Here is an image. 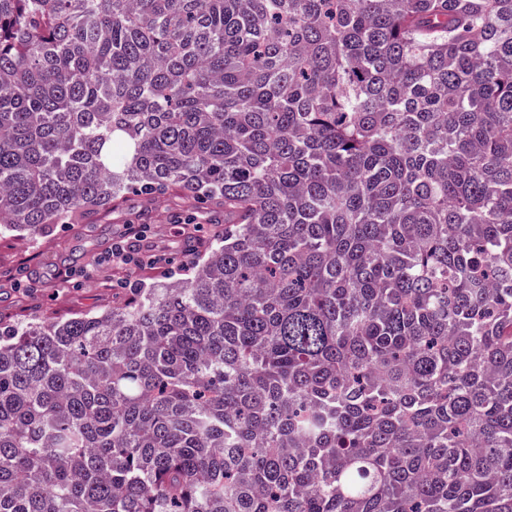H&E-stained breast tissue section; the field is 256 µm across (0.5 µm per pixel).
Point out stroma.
I'll return each mask as SVG.
<instances>
[{
  "label": "stroma",
  "mask_w": 512,
  "mask_h": 512,
  "mask_svg": "<svg viewBox=\"0 0 512 512\" xmlns=\"http://www.w3.org/2000/svg\"><path fill=\"white\" fill-rule=\"evenodd\" d=\"M188 221L201 227L195 249L204 254L217 239L213 216L192 212L179 198L168 195L152 199L129 195L119 207L96 212L82 224L51 226L33 241L1 235L0 319L20 322L35 315L65 319L106 310L112 304L117 272L103 258L129 224L148 227L141 250L172 258L168 265L132 271V281L153 285L188 277L184 227Z\"/></svg>",
  "instance_id": "35a3bbf8"
}]
</instances>
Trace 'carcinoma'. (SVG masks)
I'll list each match as a JSON object with an SVG mask.
<instances>
[{
	"label": "carcinoma",
	"mask_w": 512,
	"mask_h": 512,
	"mask_svg": "<svg viewBox=\"0 0 512 512\" xmlns=\"http://www.w3.org/2000/svg\"><path fill=\"white\" fill-rule=\"evenodd\" d=\"M174 191L0 322V512H512V0H0V234ZM192 212L175 196L148 199L130 194L119 207L98 211L85 224L53 225L34 241L1 235L0 318L7 322L35 315L65 319L106 310L112 306V292L117 291H112V278L118 274L102 262L103 257L111 249L106 262L122 268L140 266L144 257L141 252H132L128 241L132 237L141 241L146 234L147 238L139 242L141 250L168 253L174 261L131 270V280L138 286H151L187 278L191 257L204 254L217 240L216 230L224 225V216L215 219ZM217 221L223 224H211ZM185 222L194 226L183 229L186 225L181 223ZM195 224H201V232L195 231ZM188 232L196 240L193 256L185 252ZM67 271L73 273L70 281L63 279Z\"/></svg>",
	"instance_id": "cac0c4a2"
}]
</instances>
